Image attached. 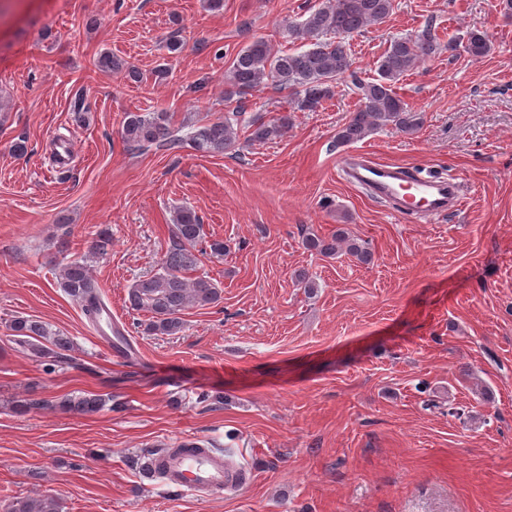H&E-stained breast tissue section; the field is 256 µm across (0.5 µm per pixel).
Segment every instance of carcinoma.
Masks as SVG:
<instances>
[{
  "instance_id": "cac0c4a2",
  "label": "carcinoma",
  "mask_w": 512,
  "mask_h": 512,
  "mask_svg": "<svg viewBox=\"0 0 512 512\" xmlns=\"http://www.w3.org/2000/svg\"><path fill=\"white\" fill-rule=\"evenodd\" d=\"M395 0H322L314 10L298 22L288 24V34L309 48L273 51L269 43L257 37L244 47L231 62L224 76V101L237 102L224 117L209 120L196 127L190 136L195 150L206 154H223L238 145V126L245 125L251 142L281 138L288 129L286 115L264 120L260 117L242 121V100L265 85L288 92L301 111H313L330 97L337 84L353 74L354 64L347 37L370 25H380L391 15ZM441 44L430 34L393 38L375 63L376 78L359 81L357 108L336 133L339 145L358 142L378 129L393 125L403 132H413L423 123V114L414 112L398 95L395 83L416 63L434 57ZM463 51L474 60L491 50L489 35L470 30L466 35L448 41V51ZM121 137L131 147L150 145L175 146L174 135L165 112L131 113L123 122ZM112 245L109 228L101 227L89 241L88 252L104 254ZM304 248L321 257H332L343 251L363 264L373 260L371 252L342 229L329 237L307 234ZM224 242L205 240L201 217L190 207L178 210L173 217L172 241L160 268L136 280L129 288V305L149 314L140 324L150 336L174 335L183 327L182 314L191 307H205L217 302L221 287L205 276H190L199 261L198 254L224 255ZM59 288L76 301L91 324L99 321L103 308L100 287L91 275L86 261L73 260L59 272ZM11 330L15 344L36 357H51L56 363L71 361L70 337L52 330L40 320L18 318ZM101 394L81 393L62 398L56 407L76 414H93L106 405ZM11 512H59L55 495L37 500L19 499Z\"/></svg>"
}]
</instances>
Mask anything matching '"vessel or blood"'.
Listing matches in <instances>:
<instances>
[{
    "mask_svg": "<svg viewBox=\"0 0 512 512\" xmlns=\"http://www.w3.org/2000/svg\"><path fill=\"white\" fill-rule=\"evenodd\" d=\"M346 182L373 196L397 201L400 215L415 213L441 215L461 208L463 198L453 183L417 176L403 167L382 164L366 152L354 150L340 159ZM186 449L177 455H158L148 463L163 472L165 484L200 497L219 494L233 487H244L237 470L222 454L197 447L195 439L185 441Z\"/></svg>",
    "mask_w": 512,
    "mask_h": 512,
    "instance_id": "obj_1",
    "label": "vessel or blood"
}]
</instances>
